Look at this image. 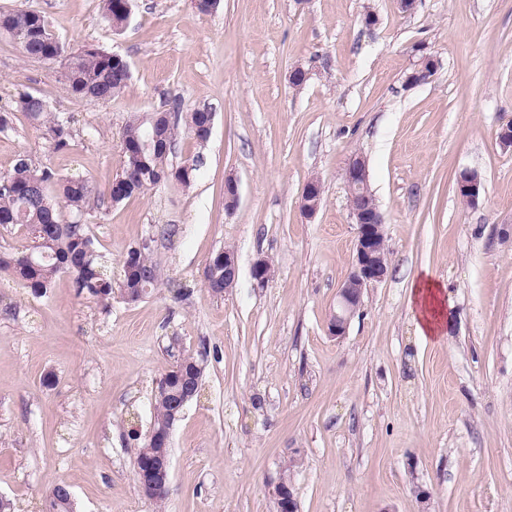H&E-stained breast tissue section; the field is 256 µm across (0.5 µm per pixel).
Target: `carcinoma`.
<instances>
[{
    "label": "carcinoma",
    "instance_id": "obj_1",
    "mask_svg": "<svg viewBox=\"0 0 512 512\" xmlns=\"http://www.w3.org/2000/svg\"><path fill=\"white\" fill-rule=\"evenodd\" d=\"M101 14L111 27H119L128 18L125 0H101ZM7 34L25 57L45 63L64 60L66 74L61 77L67 92L79 99L107 102L121 93L128 84L126 66L112 63V53L86 45L73 49L50 29L44 15L37 11H17L0 15V33ZM17 108L30 122L46 129L55 148L71 145L73 129L70 118L56 115L37 94L24 93L16 101ZM173 118L163 130L168 151L154 146L152 124L155 114H136L128 120L122 134V171L120 182L127 183L121 199L156 187L172 178L187 186L197 171L192 167L169 168L168 152L175 148L180 125L194 134L207 123L208 109L194 108L183 113L181 103L173 105ZM114 200L112 188L100 191L88 178L63 176L49 167H36L28 155L21 153L12 170L0 175V226L39 228L33 245L25 252L0 256V271L10 272L16 279L37 292L45 293L61 274L74 276L78 292L97 298L107 305L112 295L134 297L139 288H156L161 270L151 257L150 246L128 248L136 253L129 263H121L120 277L101 262L89 227L83 217L93 205L104 199ZM174 397L155 393L154 421L157 427L172 409Z\"/></svg>",
    "mask_w": 512,
    "mask_h": 512
}]
</instances>
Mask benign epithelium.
Masks as SVG:
<instances>
[{
  "mask_svg": "<svg viewBox=\"0 0 512 512\" xmlns=\"http://www.w3.org/2000/svg\"><path fill=\"white\" fill-rule=\"evenodd\" d=\"M438 68L434 56L423 53L414 69L408 74L406 82L410 85L424 83L432 77ZM350 186L358 189L349 197L350 216L357 226L355 257L350 273L340 286L336 296V309L332 312L327 326L332 336L346 334L352 316L360 305L364 288L383 281L389 273V249L385 234V222L382 212L372 193L368 189V174L365 160L360 156L352 157L344 173ZM484 192L481 177L474 171H464L458 179V193L470 205L478 203ZM239 200L237 179L229 175L224 180V206L233 211ZM322 201L318 180L309 179L302 192L301 209L312 217ZM271 263L266 258L257 259L252 266V277L259 283H266L271 276ZM238 278V261L235 252L224 250V289L233 287ZM173 425L163 426L152 432L158 450L149 457L148 462L137 469V480L142 494L154 498L167 493L171 471L170 436ZM274 495L279 512H298L297 500L292 485L286 476H281L274 486Z\"/></svg>",
  "mask_w": 512,
  "mask_h": 512,
  "instance_id": "7a95c632",
  "label": "benign epithelium"
}]
</instances>
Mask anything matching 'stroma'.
I'll return each instance as SVG.
<instances>
[{
  "mask_svg": "<svg viewBox=\"0 0 512 512\" xmlns=\"http://www.w3.org/2000/svg\"><path fill=\"white\" fill-rule=\"evenodd\" d=\"M22 10L71 48L121 55L131 79L111 101L81 100L59 64L0 37L12 119L0 174L24 152L104 189L130 115L178 100L214 123L168 157L197 160L190 185L84 218L112 267L149 242L162 281L145 299L106 307L67 274L37 294L0 272V497L13 512H43L60 483L78 512H277L285 473L298 512H512V149L496 138L512 121V0H416L409 13L397 0H221L209 15L193 0H134L118 32L99 0H0V12ZM423 51L437 72L408 85ZM299 66L311 76L297 88ZM23 93L70 118V149L14 110ZM357 154L391 268L336 337L327 324L357 238L343 172ZM465 170L484 184L473 207L456 191ZM314 176L324 196L308 218ZM225 248L239 275L216 295L204 269ZM260 257L275 268L263 285L251 276ZM423 276L446 289L440 337L416 328ZM182 353L202 354L201 390L173 427L157 504L138 488L130 432H149L157 382ZM322 195L319 189V182L317 179L310 178L302 192L301 196V209L308 217H313L320 207Z\"/></svg>",
  "mask_w": 512,
  "mask_h": 512,
  "instance_id": "1",
  "label": "stroma"
}]
</instances>
